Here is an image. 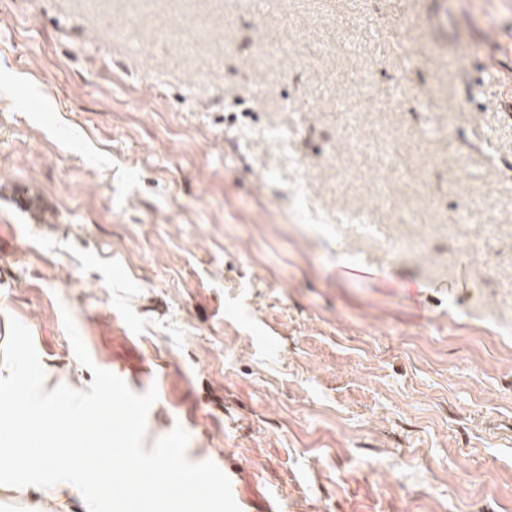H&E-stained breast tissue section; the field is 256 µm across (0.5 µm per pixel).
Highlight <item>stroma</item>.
I'll list each match as a JSON object with an SVG mask.
<instances>
[{"instance_id":"1","label":"stroma","mask_w":512,"mask_h":512,"mask_svg":"<svg viewBox=\"0 0 512 512\" xmlns=\"http://www.w3.org/2000/svg\"><path fill=\"white\" fill-rule=\"evenodd\" d=\"M66 311L241 512H512V0H0V365Z\"/></svg>"}]
</instances>
